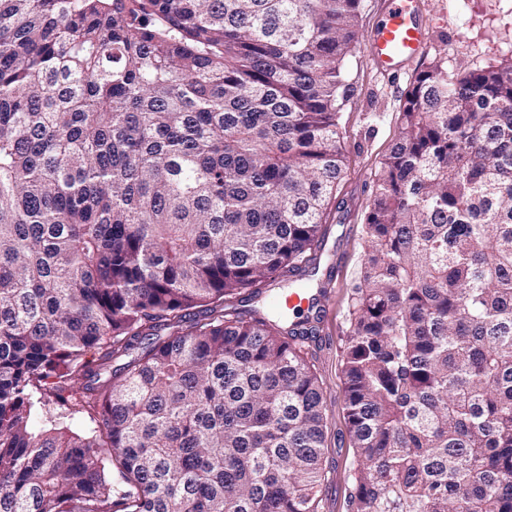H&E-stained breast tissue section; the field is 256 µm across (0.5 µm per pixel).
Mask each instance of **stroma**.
I'll list each match as a JSON object with an SVG mask.
<instances>
[{"mask_svg":"<svg viewBox=\"0 0 512 512\" xmlns=\"http://www.w3.org/2000/svg\"><path fill=\"white\" fill-rule=\"evenodd\" d=\"M421 15L430 42L404 74L393 78L379 71L362 47L345 66L347 99L340 120L344 167L325 219L327 234L316 276L331 292L305 312L319 329L309 357L327 414L321 512H348L354 450L344 406L341 346L349 329L352 287L360 275L364 218L380 162L399 136L404 94L431 63L441 62L448 73L461 74L512 57V0H421Z\"/></svg>","mask_w":512,"mask_h":512,"instance_id":"obj_1","label":"stroma"}]
</instances>
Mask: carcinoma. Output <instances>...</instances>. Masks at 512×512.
Returning <instances> with one entry per match:
<instances>
[{"label": "carcinoma", "mask_w": 512, "mask_h": 512, "mask_svg": "<svg viewBox=\"0 0 512 512\" xmlns=\"http://www.w3.org/2000/svg\"><path fill=\"white\" fill-rule=\"evenodd\" d=\"M360 2L0 0V512H320L316 327L246 304L319 268ZM400 124L348 512H512V62Z\"/></svg>", "instance_id": "cac0c4a2"}]
</instances>
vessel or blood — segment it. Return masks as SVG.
<instances>
[{
  "mask_svg": "<svg viewBox=\"0 0 512 512\" xmlns=\"http://www.w3.org/2000/svg\"><path fill=\"white\" fill-rule=\"evenodd\" d=\"M428 41L418 0H386L384 16L373 30L367 52L377 68L396 73L421 57Z\"/></svg>",
  "mask_w": 512,
  "mask_h": 512,
  "instance_id": "obj_1",
  "label": "vessel or blood"
}]
</instances>
